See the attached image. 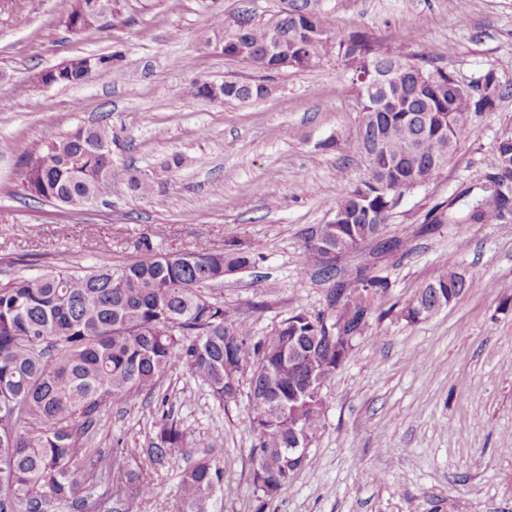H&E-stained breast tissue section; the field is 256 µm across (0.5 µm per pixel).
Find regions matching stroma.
<instances>
[{
  "mask_svg": "<svg viewBox=\"0 0 512 512\" xmlns=\"http://www.w3.org/2000/svg\"><path fill=\"white\" fill-rule=\"evenodd\" d=\"M68 0H0V280L99 260L136 259L143 243L160 253L257 244L254 267L225 276L214 297L260 337L293 312L326 307L345 270L368 266L391 286L373 302L354 350L322 388V428L307 460L275 498L251 480L255 437L246 393L218 403L183 368L161 382L166 405L149 398L104 414L92 445L123 439L144 448L161 411L189 438L215 430L224 466L217 512H512V220L429 224L438 205L464 210L485 193L484 158L512 137V94L474 114L448 163L404 192L385 229L405 250L365 243L340 262L335 280L298 273L308 238L330 221L340 194L368 173L346 145L361 114L348 69L334 57L309 71L275 75L271 94L213 103L186 95L193 82L250 77L242 62L206 52L214 18L246 9L273 22L281 0H127L104 28L69 31ZM336 36L370 33L381 48L429 53L467 83L487 71L512 84V0H325ZM119 51L111 72L74 87L16 84L78 55ZM193 56L191 67L175 61ZM106 124L112 165L150 174L147 196L113 193L77 208L26 196L19 162L43 131ZM181 157L174 166L173 157ZM308 183L312 192H301ZM469 288L419 322L404 310L441 269ZM182 454L160 469L148 502L129 512H173Z\"/></svg>",
  "mask_w": 512,
  "mask_h": 512,
  "instance_id": "35a3bbf8",
  "label": "stroma"
}]
</instances>
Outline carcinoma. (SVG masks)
<instances>
[{"label":"carcinoma","instance_id":"obj_1","mask_svg":"<svg viewBox=\"0 0 512 512\" xmlns=\"http://www.w3.org/2000/svg\"><path fill=\"white\" fill-rule=\"evenodd\" d=\"M98 0H69L64 23L79 32L97 25ZM224 41L258 76L226 79L222 101L249 102L271 93L272 75L307 70L335 56L349 71L362 112L358 136L348 148L374 152L389 165L369 171L361 185L341 194L336 223L325 240L337 257L383 234L396 199L426 183L448 162L471 114L493 110L507 86L492 70L463 84L444 66L403 49L383 50L367 33L336 38L328 13L311 0H288L271 25L246 11L217 21L204 43ZM122 53L75 56L33 76L42 86H77L93 73L112 70ZM392 75L384 82L362 78L367 64ZM112 131L79 127L62 135L43 133L21 160V187L28 196L78 206L100 198L99 186L146 195L153 182L136 171L112 168ZM512 138L496 143L484 160L490 195L456 216L445 211L430 223L479 224L512 217ZM259 247L235 240L202 253H143L122 264L101 262L86 272L53 269L36 277L0 281V512H89L99 483L112 486L116 501L149 500L156 485L147 475L179 451L186 458L177 487L178 512H211L224 491L219 449L189 441L167 414L153 422L148 447L121 440L107 450L87 451L103 413L128 410L154 394L160 381L182 366L220 401L233 400L241 377L255 399L251 430L255 444V491L276 497L304 460L288 458L297 436L311 442L321 428L324 385L351 352L370 318L371 300L390 287L388 278L357 267L361 287L338 289L316 314L297 312L253 339L247 322L224 308L209 291L224 285L226 271L252 265ZM318 242L309 238L300 270L320 264ZM469 288L465 277L441 271L405 309L416 322L429 316L436 293L453 300Z\"/></svg>","mask_w":512,"mask_h":512}]
</instances>
